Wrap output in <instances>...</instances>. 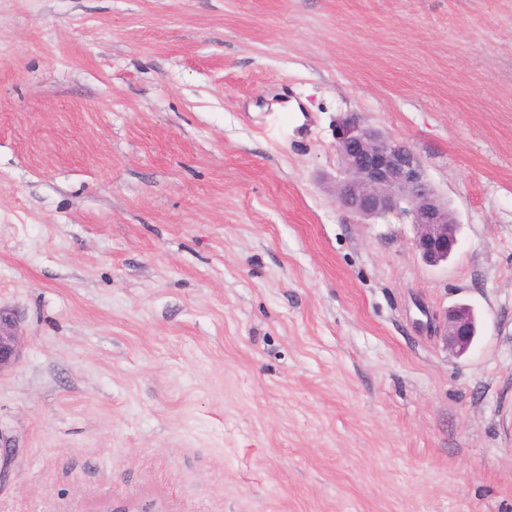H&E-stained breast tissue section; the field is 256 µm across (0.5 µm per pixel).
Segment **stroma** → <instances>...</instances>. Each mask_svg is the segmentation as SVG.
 Returning <instances> with one entry per match:
<instances>
[{
    "label": "stroma",
    "instance_id": "1",
    "mask_svg": "<svg viewBox=\"0 0 512 512\" xmlns=\"http://www.w3.org/2000/svg\"><path fill=\"white\" fill-rule=\"evenodd\" d=\"M348 113L447 263L337 203ZM0 306V512H512V0H0ZM336 152V199L346 211L359 219L408 216L421 260L432 267L448 261L460 245L459 224L405 141L348 115L336 128ZM430 318L438 323L440 339L447 351L462 356L470 350L478 331L476 316L471 307L460 304L435 313ZM19 324L20 319L13 311L0 307V373L20 361L23 336Z\"/></svg>",
    "mask_w": 512,
    "mask_h": 512
}]
</instances>
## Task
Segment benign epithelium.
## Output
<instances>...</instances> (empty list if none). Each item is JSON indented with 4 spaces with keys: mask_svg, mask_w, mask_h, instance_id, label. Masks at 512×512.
<instances>
[{
    "mask_svg": "<svg viewBox=\"0 0 512 512\" xmlns=\"http://www.w3.org/2000/svg\"><path fill=\"white\" fill-rule=\"evenodd\" d=\"M336 152L341 170L336 199L360 219L405 215L415 235L413 246L432 267L446 261L460 245L454 213L426 181L420 158L403 140L362 124L348 115L336 128ZM438 323L443 346L456 356L466 354L477 336L473 309L465 304L431 316ZM20 319L0 307V373L20 361L23 336ZM10 442L0 432V480L8 476Z\"/></svg>",
    "mask_w": 512,
    "mask_h": 512,
    "instance_id": "7a95c632",
    "label": "benign epithelium"
}]
</instances>
